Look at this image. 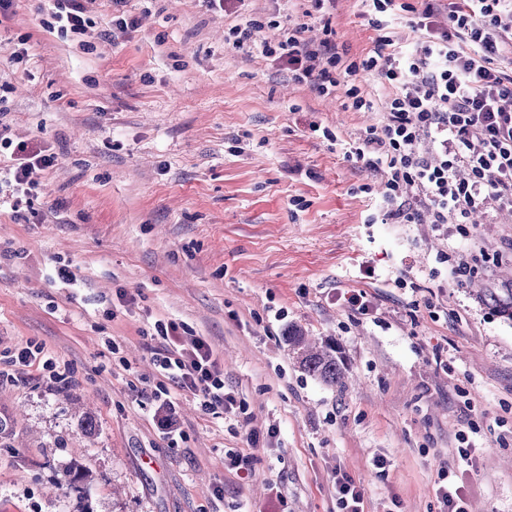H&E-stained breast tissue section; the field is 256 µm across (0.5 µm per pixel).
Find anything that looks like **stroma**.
I'll list each match as a JSON object with an SVG mask.
<instances>
[{"label":"stroma","mask_w":512,"mask_h":512,"mask_svg":"<svg viewBox=\"0 0 512 512\" xmlns=\"http://www.w3.org/2000/svg\"><path fill=\"white\" fill-rule=\"evenodd\" d=\"M53 5L0 22V124L57 156L26 218L0 210V414L17 420L0 512H338L340 470L364 512H441L445 470L467 512H512V211L382 223L383 174L344 156L381 109L224 40L305 22L358 63L378 36L361 0L308 19L285 0H124L135 26L113 38L110 0H83V35L50 29ZM160 320L208 340L236 399L215 416L172 387L175 445L150 398ZM294 328L336 343L345 386L298 368ZM29 345L41 359L14 364Z\"/></svg>","instance_id":"obj_1"}]
</instances>
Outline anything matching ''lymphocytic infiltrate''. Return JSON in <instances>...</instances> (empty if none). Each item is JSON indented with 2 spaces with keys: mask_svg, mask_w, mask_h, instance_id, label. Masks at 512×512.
<instances>
[{
  "mask_svg": "<svg viewBox=\"0 0 512 512\" xmlns=\"http://www.w3.org/2000/svg\"><path fill=\"white\" fill-rule=\"evenodd\" d=\"M363 3L379 35L361 64H344L334 40H308L301 26L278 43L261 42V52L285 60L293 80L319 94L344 87L359 111L377 104L359 83L358 71H377L386 91L379 104L386 120L369 127L345 156L366 171L387 170L385 219L417 224L426 214L436 224H464L488 202L512 208V75L501 67L512 59V0H448L444 26L436 21L433 0H420L416 10L397 0ZM410 10L416 13L418 50L396 44L386 33L400 12ZM435 134L441 138L440 157L432 161L422 144ZM2 149L15 159L6 171L13 192L5 204L19 219L40 186L39 173L56 156L13 143L0 126ZM157 332L168 343L154 354L164 378L192 391L206 411L220 414L233 405L205 340L182 341L173 322L158 324Z\"/></svg>",
  "mask_w": 512,
  "mask_h": 512,
  "instance_id": "1",
  "label": "lymphocytic infiltrate"
}]
</instances>
